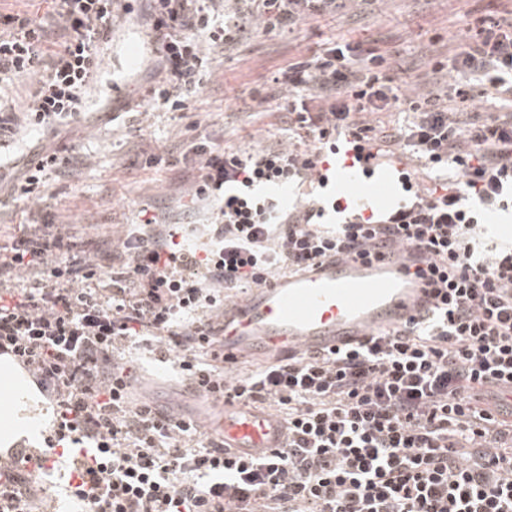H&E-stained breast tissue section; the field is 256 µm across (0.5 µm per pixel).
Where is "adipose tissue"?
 Wrapping results in <instances>:
<instances>
[{
    "instance_id": "obj_1",
    "label": "adipose tissue",
    "mask_w": 512,
    "mask_h": 512,
    "mask_svg": "<svg viewBox=\"0 0 512 512\" xmlns=\"http://www.w3.org/2000/svg\"><path fill=\"white\" fill-rule=\"evenodd\" d=\"M0 390L9 394L8 400L0 401V448L6 450L22 439L33 438L39 425L17 409L18 401L28 399L34 387L27 375L5 356L0 357Z\"/></svg>"
}]
</instances>
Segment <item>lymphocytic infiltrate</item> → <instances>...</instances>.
Returning a JSON list of instances; mask_svg holds the SVG:
<instances>
[{"label": "lymphocytic infiltrate", "instance_id": "1", "mask_svg": "<svg viewBox=\"0 0 512 512\" xmlns=\"http://www.w3.org/2000/svg\"><path fill=\"white\" fill-rule=\"evenodd\" d=\"M120 0H52L46 19L0 14V82L26 78L23 112L0 100V138L50 130L84 110L120 20ZM151 103L179 110L209 60L248 31L290 32L337 0H148ZM342 40L288 66L289 124L316 148L225 150L191 142L198 176L186 211L128 225L110 270L72 255L64 227L29 223L0 247V356L54 406L44 440L69 469L78 512H512V246L479 251L487 213L512 205V113L467 117L412 98ZM448 69L458 85L512 97V21L466 35ZM410 110L389 128L367 113ZM355 160L397 147L449 176H403V206L326 224L321 198L287 208L270 185H312L337 135ZM396 249L420 260L433 306L413 326L232 378L211 322L229 292L329 255ZM145 344L205 396L278 407L287 445L237 459L193 421L133 398L126 351ZM39 471L0 463V512H34Z\"/></svg>", "mask_w": 512, "mask_h": 512}]
</instances>
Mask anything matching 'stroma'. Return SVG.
<instances>
[{
	"label": "stroma",
	"mask_w": 512,
	"mask_h": 512,
	"mask_svg": "<svg viewBox=\"0 0 512 512\" xmlns=\"http://www.w3.org/2000/svg\"><path fill=\"white\" fill-rule=\"evenodd\" d=\"M510 16L512 0H344L336 16H311L293 32H257L214 52L198 94L175 112L144 101L146 66L129 73L117 94L111 77H104L85 112L53 131L21 130L11 152L0 157V246L10 245L21 225L36 217L68 225L74 251L96 257L111 252L141 210L187 203L196 171L180 154L184 141L204 135L216 146L246 151L287 142L283 113L277 101H265L266 88L288 64L316 56L338 38L377 54L374 71L397 85L439 93L441 105L499 111V101L489 97L460 101L447 71L435 66L457 52L467 29ZM47 152L72 157V168L50 177L44 198L22 196L27 168ZM133 375L136 392L153 391L156 403L171 405L176 381L166 368L145 359Z\"/></svg>",
	"instance_id": "1"
}]
</instances>
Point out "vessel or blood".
Wrapping results in <instances>:
<instances>
[{
    "label": "vessel or blood",
    "mask_w": 512,
    "mask_h": 512,
    "mask_svg": "<svg viewBox=\"0 0 512 512\" xmlns=\"http://www.w3.org/2000/svg\"><path fill=\"white\" fill-rule=\"evenodd\" d=\"M347 142L344 135L336 139V176L341 180L336 218L343 222L384 208L391 184L390 166L371 174L353 165ZM431 305L426 282L401 254L335 256L225 301L218 338L228 366L285 359L301 351L325 354L404 327ZM200 404L195 421H216L228 452L255 454L286 443L282 422L268 410L242 402L218 405L206 398Z\"/></svg>",
    "instance_id": "obj_1"
}]
</instances>
